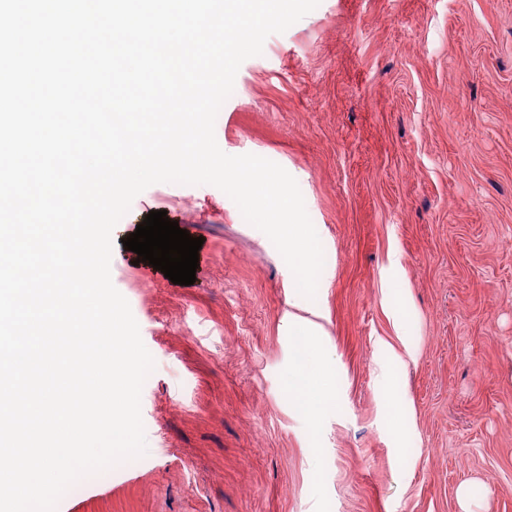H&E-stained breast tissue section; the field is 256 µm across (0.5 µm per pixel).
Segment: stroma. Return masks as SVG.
<instances>
[{"label":"stroma","mask_w":512,"mask_h":512,"mask_svg":"<svg viewBox=\"0 0 512 512\" xmlns=\"http://www.w3.org/2000/svg\"><path fill=\"white\" fill-rule=\"evenodd\" d=\"M215 137L296 176L316 297L217 187L140 193L125 233L163 211L204 253L185 286L114 241L147 452L56 512H512V0H321L242 63ZM292 313L335 375L314 414Z\"/></svg>","instance_id":"1"}]
</instances>
